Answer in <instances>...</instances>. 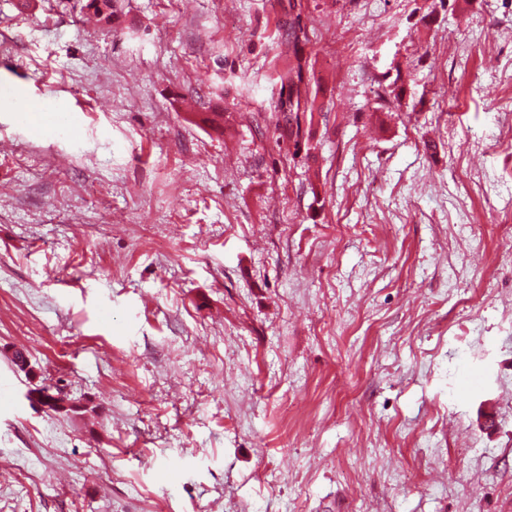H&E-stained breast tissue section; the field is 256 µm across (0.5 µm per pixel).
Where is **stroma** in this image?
I'll list each match as a JSON object with an SVG mask.
<instances>
[{
    "label": "stroma",
    "mask_w": 512,
    "mask_h": 512,
    "mask_svg": "<svg viewBox=\"0 0 512 512\" xmlns=\"http://www.w3.org/2000/svg\"><path fill=\"white\" fill-rule=\"evenodd\" d=\"M85 2L0 0V512H512V0Z\"/></svg>",
    "instance_id": "obj_1"
}]
</instances>
